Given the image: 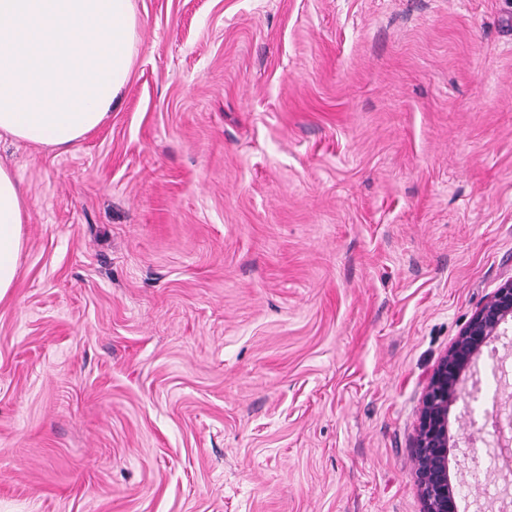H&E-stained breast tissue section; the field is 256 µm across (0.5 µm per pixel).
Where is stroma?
Segmentation results:
<instances>
[{"mask_svg":"<svg viewBox=\"0 0 512 512\" xmlns=\"http://www.w3.org/2000/svg\"><path fill=\"white\" fill-rule=\"evenodd\" d=\"M135 64L29 203L0 512H422L428 377L512 279V0H136ZM450 412L459 512L503 461Z\"/></svg>","mask_w":512,"mask_h":512,"instance_id":"35a3bbf8","label":"stroma"}]
</instances>
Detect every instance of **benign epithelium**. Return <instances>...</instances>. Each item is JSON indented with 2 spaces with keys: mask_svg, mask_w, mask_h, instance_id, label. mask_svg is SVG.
I'll list each match as a JSON object with an SVG mask.
<instances>
[{
  "mask_svg": "<svg viewBox=\"0 0 512 512\" xmlns=\"http://www.w3.org/2000/svg\"><path fill=\"white\" fill-rule=\"evenodd\" d=\"M512 324V279L496 288L471 315L459 335L430 374L422 397L418 425L412 445L415 483L422 512H458L456 486L449 475L448 448L451 407L462 395L474 396L463 387L465 376L475 377L485 348Z\"/></svg>",
  "mask_w": 512,
  "mask_h": 512,
  "instance_id": "obj_1",
  "label": "benign epithelium"
}]
</instances>
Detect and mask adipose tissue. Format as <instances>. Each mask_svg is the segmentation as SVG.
Segmentation results:
<instances>
[{
	"instance_id": "ef3b65f1",
	"label": "adipose tissue",
	"mask_w": 512,
	"mask_h": 512,
	"mask_svg": "<svg viewBox=\"0 0 512 512\" xmlns=\"http://www.w3.org/2000/svg\"><path fill=\"white\" fill-rule=\"evenodd\" d=\"M135 0H0V135L65 150L102 125L138 45ZM29 219L0 163V301L14 288Z\"/></svg>"
}]
</instances>
